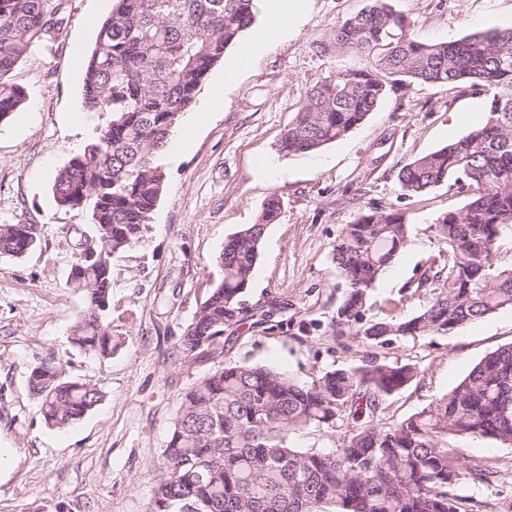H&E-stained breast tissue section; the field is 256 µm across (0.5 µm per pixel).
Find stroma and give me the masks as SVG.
Here are the masks:
<instances>
[{
    "label": "stroma",
    "instance_id": "obj_1",
    "mask_svg": "<svg viewBox=\"0 0 512 512\" xmlns=\"http://www.w3.org/2000/svg\"><path fill=\"white\" fill-rule=\"evenodd\" d=\"M369 0H306L287 36L273 40L225 88L195 126L174 129L178 151L158 157L166 180L139 241L112 263L110 319L115 350L94 355L70 331L86 309L69 274L75 245L94 236L86 211L57 205V173L93 141L108 116L82 102L84 60L112 0H67L66 22L15 66L24 104L0 121V224H31L36 246L0 257V448L11 469L0 476V512H149L165 470L163 450L181 396L231 361L268 365L299 382L357 367L369 350L324 332L342 298L332 249L345 224L369 207H394L413 222L411 243L378 281L367 315L411 318L424 303L410 289L438 254L436 217L468 197L445 182L421 197L402 196L399 170L479 127L488 93L462 84L389 92L343 139L320 151H279L308 90L356 54L321 53L320 43ZM426 43L492 28H512V0H391ZM275 175H267L266 165ZM279 196L267 225L239 322L224 329V353L187 352L182 338L224 273L218 256L230 237L256 223ZM512 343V309L448 335L391 337L389 360L420 367L414 382L384 403L397 421L453 388L487 353ZM71 380L91 382L102 402L63 430L48 428L29 387L42 362Z\"/></svg>",
    "mask_w": 512,
    "mask_h": 512
}]
</instances>
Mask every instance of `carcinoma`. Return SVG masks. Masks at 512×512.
<instances>
[{"instance_id": "1", "label": "carcinoma", "mask_w": 512, "mask_h": 512, "mask_svg": "<svg viewBox=\"0 0 512 512\" xmlns=\"http://www.w3.org/2000/svg\"><path fill=\"white\" fill-rule=\"evenodd\" d=\"M63 9L64 0H0V120L26 99L11 71L58 26ZM254 10V0H114L101 24L85 61L83 104L110 119L53 184L58 204L86 209L96 227L71 269L79 280L70 284L88 305L71 330L80 348L112 354V258L151 222L166 178L157 157L211 69L251 26ZM321 50L355 53L365 63L312 86L282 137L287 155L343 138L398 86L467 84L491 94L481 127L398 174L405 197L449 179L470 194L461 211L435 219L442 249L415 285L424 305L409 319H364L379 276L413 234L406 213L372 207L343 227L333 247L344 292L327 329L376 346L389 336L446 335L512 308V267L493 268L501 230L512 226V28L425 43L388 0H371ZM280 211V198L270 196L258 222L224 245L223 280L187 327L186 351L224 354V326L238 322L266 226ZM36 243L21 225H0V256L19 257ZM420 374L414 364L376 355L309 383L266 365L224 364L181 397L150 512H469L453 487L468 480L495 488L512 468L468 463L448 441L487 438L512 447V344L486 354L421 410L380 419L385 399ZM29 385L45 423L59 430L103 398L99 386L65 379L52 364L32 368ZM309 427L338 434L336 447H295L291 436Z\"/></svg>"}]
</instances>
